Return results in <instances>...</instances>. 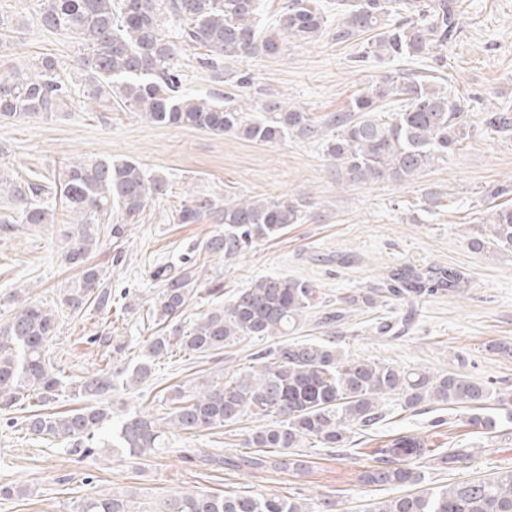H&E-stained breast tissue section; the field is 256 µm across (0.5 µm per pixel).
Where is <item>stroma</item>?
<instances>
[{
	"label": "stroma",
	"instance_id": "stroma-1",
	"mask_svg": "<svg viewBox=\"0 0 512 512\" xmlns=\"http://www.w3.org/2000/svg\"><path fill=\"white\" fill-rule=\"evenodd\" d=\"M458 3L460 27L445 47L446 64L438 71L428 59L361 62L357 46L336 45L326 38L288 45L275 59L250 57L235 66L251 77L250 85L235 88L239 99L249 100L261 89L270 98L298 105L317 123L348 110L360 89L387 72L439 73L459 95L470 135L446 163L410 183L346 186L320 143L293 137L259 144L233 135L159 126L117 107L89 112L72 103L50 117H0V169L14 180L54 176L72 158H112L134 161L147 175L168 182L166 196L149 203L124 238L102 232L89 257L105 274L111 310L60 309L59 329L47 344V354L64 381L116 372L136 361L145 340L160 334L150 313L164 279L196 261L199 244L222 229L209 216L194 224L175 223L172 215L185 199L281 198L307 191L314 204L304 223L291 225L282 237L260 242L235 260H206L198 272L197 296L179 317L182 325L192 326L253 278L278 274L313 282L319 289L321 304L309 310L295 337L321 341L325 330L319 317L340 298L376 287L382 276L401 265L450 268L464 275L466 288L369 309L351 307L336 329L339 347L347 355L408 370L451 371L512 387V357L492 349L498 342L512 343V252L468 247L469 238L481 232L479 218L489 205L488 190L512 184V131H498L484 122L489 106L512 113V0ZM38 4L0 0L1 17L26 25L0 49V67L48 54L63 73L77 72L81 45L72 35L41 30L36 24ZM64 228L61 221L19 224L0 237V324L14 311L8 297L15 292L23 300L58 307L60 289L79 274L62 258ZM215 281L223 283V294H210ZM128 292L133 295L129 302L124 299ZM116 339L127 344L117 355L112 352ZM265 346V341L247 339L206 357L176 349L155 362L145 383L115 396L113 415L141 411L165 421L166 451L137 465L108 451L93 460L79 459L69 454L67 445L29 435L24 426L27 410L18 406L1 412L0 485L17 486L21 492L0 497V512H72L82 497L98 490H124L146 506L160 496L204 491L296 495L313 501L329 497L338 501L341 512H373L403 490L368 485L359 476L375 448L410 434L443 453L451 448L474 451L470 460L452 469L433 459L421 460L427 486L512 470V423L487 434L470 425L462 409L429 404L405 411L395 398L385 406V419L357 447L308 449L309 468L303 474L269 470L249 475L184 462V448L223 457L244 453L245 438L257 422L246 418L198 433L181 431L167 422L174 388L203 383L218 373H247L251 354Z\"/></svg>",
	"mask_w": 512,
	"mask_h": 512
}]
</instances>
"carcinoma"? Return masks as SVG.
<instances>
[{
    "label": "carcinoma",
    "mask_w": 512,
    "mask_h": 512,
    "mask_svg": "<svg viewBox=\"0 0 512 512\" xmlns=\"http://www.w3.org/2000/svg\"><path fill=\"white\" fill-rule=\"evenodd\" d=\"M259 0H43L38 21L46 31L74 36L83 47L80 77L62 75L53 57H39L0 70V116L26 120L50 115L80 98L87 105L112 110L120 103L149 121L187 126L215 134L274 144L289 137L321 142L336 165L342 183L366 184L385 179L409 183L448 160L470 134L461 101L440 82L387 72L363 88L348 112L323 124L303 109L255 97L239 104L231 94H193L182 86L178 58L183 50H201L198 63L216 83L234 78L229 65L247 57H279L289 43H313L328 36L338 44L360 43L377 58H424L443 66V53L459 24L458 0H337L336 25L328 22L321 0H288L278 23L264 29L258 21ZM180 25L179 40L166 33ZM484 122L497 130L512 129L507 112L488 110ZM168 184L149 179L133 161L81 159L63 164L56 179L20 184L0 174V196L18 206L20 224H54L55 208L42 198H59L69 213L65 230V261L82 267L80 278L59 293L61 306L74 311L88 301L99 309L112 305V292L96 267L84 266L100 243L101 225L110 234L125 235L148 201L163 196ZM311 203L308 193L283 199L240 198L217 204L193 197L173 216L193 224L214 213L224 230L199 245V253L230 261L260 241L284 235L299 224ZM484 233L468 241L480 250L487 244L512 249V207H491ZM197 267L166 279L151 310L165 331L145 346L142 360L114 374L85 376L70 387L85 405L66 412L37 410L27 416L31 434L55 438L84 459L105 450L137 464L162 450L164 433L146 413L112 420L101 407L120 390L145 382L152 361L173 345L193 354H214L246 338L272 341L253 358L251 371L229 380L219 375L189 390L179 387L171 397L172 425L184 431L227 426L248 415L262 422L247 438L250 454L219 461L227 468L252 474L268 470L308 469L299 449L314 441L324 448H345L355 430L364 433L385 418L383 401L395 396L403 409L424 403L451 405L470 411L469 423L490 433L498 419L483 413L487 404L512 420V391L492 388L452 372H417L369 359L350 358L331 340L288 341L305 313L318 303L320 292L310 281L264 276L240 289L230 303L209 310L185 330L175 322L193 298L190 285ZM464 278L454 269L425 271L399 267L378 288L345 298L342 306L324 313L321 323L341 322L351 306L371 307L376 297L389 300L418 297L436 288L454 290ZM57 312L37 303L18 307L0 327V411L17 405L44 406L64 388L46 356L56 335ZM431 449L415 435H401L375 449L373 462L362 472L367 484L419 486L424 474L416 463ZM338 501L235 495L198 491L168 495L148 508L135 495L97 491L76 503L73 512H339ZM374 512H512V470L488 478L427 488L386 500Z\"/></svg>",
    "instance_id": "cac0c4a2"
}]
</instances>
